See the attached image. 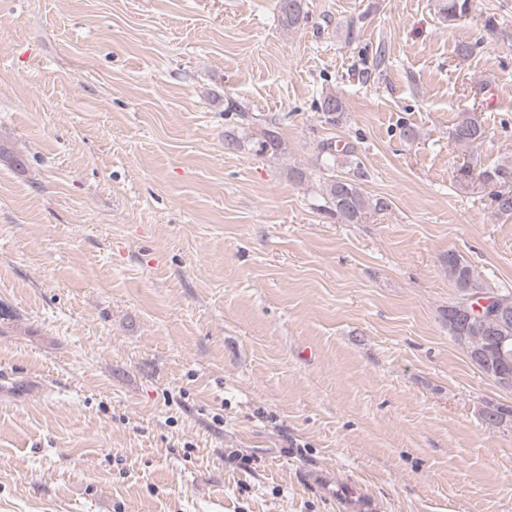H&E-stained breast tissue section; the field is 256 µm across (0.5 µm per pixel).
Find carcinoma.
<instances>
[{
    "mask_svg": "<svg viewBox=\"0 0 512 512\" xmlns=\"http://www.w3.org/2000/svg\"><path fill=\"white\" fill-rule=\"evenodd\" d=\"M277 7L281 24L288 29L300 26L306 18L304 0H277ZM438 11L450 23L460 21L471 12V0H438ZM320 110L329 123L336 124L343 118L346 105L341 97L328 94L323 97ZM224 112L234 117V127L225 134L229 144L240 147L235 129L260 122L264 128L253 144V150L271 157L285 152L286 147L276 130V118L261 121L230 99L226 100ZM450 138L456 146L473 151L484 142L486 129L474 113L461 112L452 127ZM339 152L348 155L353 153V148L346 144L339 149L330 142L321 144L319 148L320 169L329 172L324 182V210L341 218L346 224H357L368 210L382 211L387 204L381 199L372 201L363 194L358 182V179L364 177L363 171L358 170L350 177L334 174ZM481 174L486 180L503 187V190L490 196V206L498 214L512 215V164L485 169ZM443 264L456 290L455 300L442 310L445 317L448 311H453L456 321V324L448 326L449 336L466 350L467 355L476 351L483 354L478 370L486 378L497 383L499 375L503 373L512 377V292L496 295L497 302L507 309V314L498 315L494 311H487L472 317L469 315L468 303L470 289L482 288L488 294L492 290L474 275L470 265L456 252L448 251V258ZM482 415L484 421L490 424L511 423L512 406L495 404L483 410Z\"/></svg>",
    "mask_w": 512,
    "mask_h": 512,
    "instance_id": "1",
    "label": "carcinoma"
}]
</instances>
